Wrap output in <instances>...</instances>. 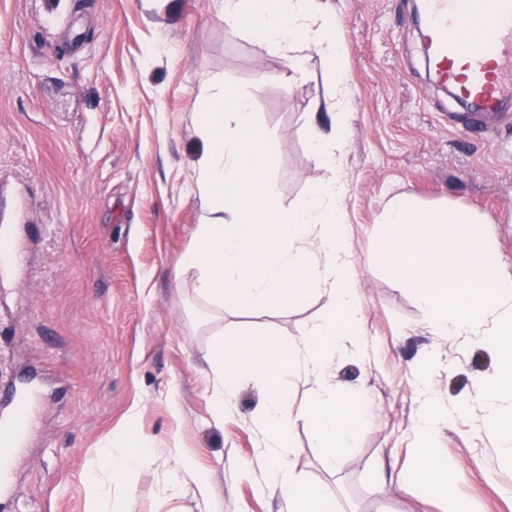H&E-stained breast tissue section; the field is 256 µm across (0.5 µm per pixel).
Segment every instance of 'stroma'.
<instances>
[{"mask_svg":"<svg viewBox=\"0 0 512 512\" xmlns=\"http://www.w3.org/2000/svg\"><path fill=\"white\" fill-rule=\"evenodd\" d=\"M335 15L339 67L351 90L338 155L348 180L341 220L375 353L337 365L344 390L374 409L351 448L328 468L306 418L292 438L295 476L330 497L335 512H448L402 488L421 410L414 369L437 357L434 381L453 415L435 443L473 512H512V467L481 428L482 379L494 372L484 343L435 335L413 289L375 259L381 217L396 196L480 216L501 275L512 276V109L488 134L467 137L458 111L429 83L414 0H319ZM56 21L42 22L45 12ZM290 74L282 53L224 23V0H0V176L32 206L29 253L0 288V386L36 378L35 426L13 474L18 495L0 512H84L87 475L105 438H149L153 464L135 478L131 512H282L266 485L252 416L262 400L245 384L215 420L208 398L214 344L239 332L290 340L328 310L315 293L297 308H218L179 268L210 214L197 189L202 112L224 92L248 93L267 190L284 210L333 176L309 147L335 116L329 66L309 44ZM268 79L254 83L259 73ZM279 143L263 160L258 140Z\"/></svg>","mask_w":512,"mask_h":512,"instance_id":"35a3bbf8","label":"stroma"}]
</instances>
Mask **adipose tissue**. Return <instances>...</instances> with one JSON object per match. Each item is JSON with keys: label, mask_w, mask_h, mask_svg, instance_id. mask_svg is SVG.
<instances>
[{"label": "adipose tissue", "mask_w": 512, "mask_h": 512, "mask_svg": "<svg viewBox=\"0 0 512 512\" xmlns=\"http://www.w3.org/2000/svg\"><path fill=\"white\" fill-rule=\"evenodd\" d=\"M315 9L316 0H224V23L247 28L272 49L287 54L289 69L298 72L302 63L290 55L296 43H313L332 63L340 55L335 18L324 16L320 26H312ZM198 135L203 144L198 186L209 200L212 218L201 225L198 246L182 263L198 269L196 288L201 297L218 307L229 302L244 310L292 308L322 286L331 298L327 314L300 339L238 333L218 342L210 360L213 416L223 419L243 383L262 384L264 401L254 425L268 477L283 491L285 512H332L330 498L294 476L290 458L295 453L296 414L310 420L312 434L331 467L351 446L362 423V407L346 403L333 374L346 350L362 355L368 348L365 310L351 274L353 256L339 221L346 185L342 178H333L288 211L263 195V166L244 158V145L254 135L250 95L225 93L203 113ZM246 186L260 190L262 196L256 205L236 208ZM292 367L303 369L316 383L309 402L297 410L278 382L281 372ZM417 378L423 413L416 426L406 487L421 498H446L453 475L434 448V436L448 422V403L435 391L430 367L420 368ZM97 459L98 467L88 476L85 512H129L128 500L115 499L107 485L112 482L132 492L136 474L152 462L149 441L141 436L120 445L105 440Z\"/></svg>", "instance_id": "obj_1"}]
</instances>
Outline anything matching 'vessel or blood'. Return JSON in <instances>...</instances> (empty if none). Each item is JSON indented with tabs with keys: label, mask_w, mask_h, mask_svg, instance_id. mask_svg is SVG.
<instances>
[{
	"label": "vessel or blood",
	"mask_w": 512,
	"mask_h": 512,
	"mask_svg": "<svg viewBox=\"0 0 512 512\" xmlns=\"http://www.w3.org/2000/svg\"><path fill=\"white\" fill-rule=\"evenodd\" d=\"M421 33L432 79L468 104L463 134L483 133L489 116L512 100V0H419ZM20 213H0V278L14 273L23 253L16 226ZM38 387L11 392L12 412L0 409V481L8 477L23 437L22 414Z\"/></svg>",
	"instance_id": "1"
}]
</instances>
